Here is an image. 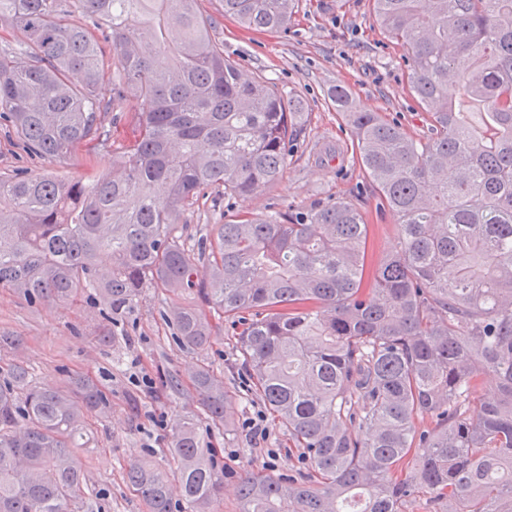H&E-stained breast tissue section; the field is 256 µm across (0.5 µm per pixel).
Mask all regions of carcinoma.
Wrapping results in <instances>:
<instances>
[{"instance_id": "1", "label": "carcinoma", "mask_w": 512, "mask_h": 512, "mask_svg": "<svg viewBox=\"0 0 512 512\" xmlns=\"http://www.w3.org/2000/svg\"><path fill=\"white\" fill-rule=\"evenodd\" d=\"M197 2L72 0L88 26L70 22L60 0H0V21L26 46L0 55V122L31 153L62 164L82 141L106 146L105 115L130 95L139 102L123 115L112 175L0 176V288L29 303L89 290L114 325L145 289L163 288L236 321L246 392L304 463L288 478L239 479V512H408L421 497L427 512H512V0H371L431 121L417 142L354 110L346 89L331 92L381 205L398 217L377 267L367 225L344 201L239 216L195 249L182 243L180 216L208 189L271 186L301 135L300 105L225 59ZM222 3L242 27L277 31L298 0ZM107 44L120 58L110 81ZM100 251L112 255L106 270ZM162 317L183 350L214 334L191 305ZM487 372L498 397L474 417L470 391ZM194 388L209 425L228 430L224 386L200 369ZM110 407L90 378L45 389L13 367L0 382V512H83L74 449L86 413ZM419 417L434 428L416 432ZM169 452L175 468L143 458L129 465V486L149 512H214L226 474L195 419L175 426Z\"/></svg>"}]
</instances>
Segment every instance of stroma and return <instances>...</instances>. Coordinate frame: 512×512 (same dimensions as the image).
I'll return each mask as SVG.
<instances>
[{"label": "stroma", "mask_w": 512, "mask_h": 512, "mask_svg": "<svg viewBox=\"0 0 512 512\" xmlns=\"http://www.w3.org/2000/svg\"><path fill=\"white\" fill-rule=\"evenodd\" d=\"M198 8L213 20L211 36L223 44L225 57L269 79L285 98L301 102L303 133L279 179L262 193L220 199L207 191L184 213L183 239L193 243L224 218L347 201L369 226L371 263L383 262L399 234L398 220L390 213L378 214L374 188L357 162L351 131L329 92L345 87L358 110L380 113L421 141L429 134L430 120L410 90L403 52L381 35L370 0H299L287 30L279 32L241 27L225 17L221 0H199ZM18 168L83 181L111 174L112 152L82 143L59 165L28 153L12 129L0 125V173ZM175 302L172 293L148 289L128 323L114 326L104 319L101 306L84 298L31 305L0 288V335L18 339L16 348L0 353V376L17 365L38 385L53 388L89 376L112 395L110 411L88 419L89 447L77 451L86 476L85 512H146L127 483L125 469L146 456L170 464L175 426L202 415L193 389L198 369H210L231 394L246 383L238 367L235 327L227 321L220 324L205 349H179L172 327L160 316ZM168 375L180 381L179 391L165 387ZM258 416L268 431L263 440L253 438L247 426ZM234 422L233 431L205 436L227 472L222 512L239 510V475L288 477L302 469L287 433L262 402L237 404Z\"/></svg>", "instance_id": "stroma-1"}]
</instances>
